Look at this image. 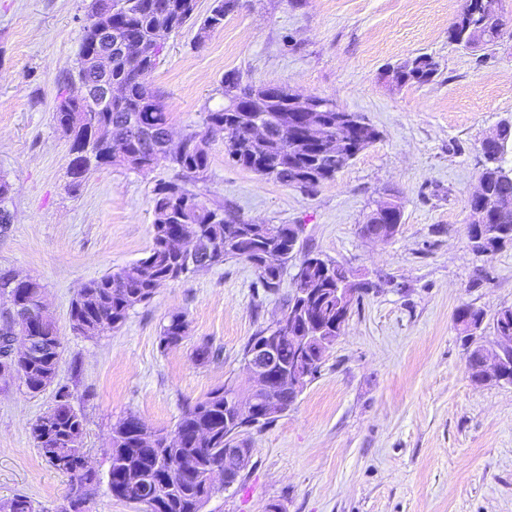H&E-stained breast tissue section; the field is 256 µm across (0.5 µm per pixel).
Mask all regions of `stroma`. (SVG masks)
I'll use <instances>...</instances> for the list:
<instances>
[{"label": "stroma", "instance_id": "35a3bbf8", "mask_svg": "<svg viewBox=\"0 0 512 512\" xmlns=\"http://www.w3.org/2000/svg\"><path fill=\"white\" fill-rule=\"evenodd\" d=\"M464 0H240L206 37L184 27L166 41L150 82L175 135L204 128L224 104V77L288 86L333 99L374 127L378 139L334 180L285 186L235 165L223 134L190 187L249 224H291L304 251L343 264L370 283L318 375L288 411L248 434L242 478L204 512H512V385L473 384L454 314L464 304L494 316L512 307V245L474 251L467 201L479 183L481 143L512 122V28L495 45L465 48L448 29ZM89 0H0V175L12 219L0 224V274L39 281L61 337L54 386L37 395L0 382V499L25 495L54 512L71 478L39 453L31 424L65 387L84 418L83 452L109 469L112 425L134 413L173 430L210 390L246 381L242 350L282 312L247 262L230 258L158 289L117 330L95 338L71 328L72 299L90 279L146 256L152 197L174 179L90 169L68 176L70 143L53 120L57 83L76 65ZM427 54L429 84L397 85L387 69ZM402 221L389 240L361 233L385 196ZM186 317L182 343L163 348L170 315ZM214 356L198 362L195 348Z\"/></svg>", "mask_w": 512, "mask_h": 512}]
</instances>
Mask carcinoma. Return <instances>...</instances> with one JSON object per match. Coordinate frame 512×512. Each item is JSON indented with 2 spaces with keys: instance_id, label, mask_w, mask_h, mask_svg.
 I'll return each mask as SVG.
<instances>
[{
  "instance_id": "obj_1",
  "label": "carcinoma",
  "mask_w": 512,
  "mask_h": 512,
  "mask_svg": "<svg viewBox=\"0 0 512 512\" xmlns=\"http://www.w3.org/2000/svg\"><path fill=\"white\" fill-rule=\"evenodd\" d=\"M466 4L448 31L451 41L465 47L476 44L493 46L501 38V25L496 9ZM239 6V0H214L209 15L203 20L201 33L207 34L224 27V17ZM196 0H133V5L115 9L106 22L112 23V40L126 48L141 50L142 56L133 59L122 49L112 50V68L109 79L125 89L122 101L108 108L95 103H79L69 94V87L80 76L94 72L92 60L78 53L76 74L61 83L54 108L57 128L70 141L73 158L70 166L80 160L83 139L89 127L96 123H112V142L121 143L131 156L127 169L145 171L160 162L177 170V179L162 183L154 189L152 246L148 256L103 276L92 279L80 288L71 302L72 327L87 338L102 336L121 327L131 311L147 304L161 285L178 280L197 269H188L179 253L169 247L173 234L187 229L197 235L198 249L207 262L200 268H211L224 260L240 258L254 269L259 283L269 291L280 287L281 277L288 266V245L299 229L290 224H245L224 214V208L208 207L198 195L186 187L198 178L208 166V143L214 132L224 133V147L235 164L283 185H311L332 180L352 156L329 158L307 144L293 156L291 143L274 138L266 151H253L247 138L248 126L255 121L273 124L288 113V124L302 125L303 113L288 111V87L283 86L265 100L266 91L242 84L240 76L233 75L237 91V109H218L208 113L206 127L184 135L182 151L169 153L162 136L170 124L169 113L161 98L150 88V77L157 57L149 53L153 39L180 29L193 18ZM438 73L433 57L422 54L405 61L395 73L403 82L425 84ZM512 151V139L506 140L499 162L482 170L480 182L485 185V203L489 219L485 224L469 225V235L480 254L495 253L512 237L502 235L504 226L512 221H500L495 208L503 198L512 199V181L501 175L500 169L512 165L507 155ZM302 263L306 268L293 277V289L287 309L296 311L304 305L307 319L288 321V332L279 338L276 353L282 372L295 358L296 338L312 336L307 345L313 371H318L326 351L336 342L342 327L336 324V289L348 288L355 302L365 284L353 280L350 271L341 264L329 262L317 255L306 254ZM307 279L312 294L302 298V279ZM13 288L23 305L34 307L41 299L43 286L34 279L18 284L13 277H0V289ZM485 318L483 310L466 304L455 313L457 324L466 337V361L470 366V380H481L480 347H471L476 332ZM498 333L512 336V308L502 309L494 317ZM186 321L181 314L170 316L161 329L163 347H176L185 338ZM35 336L49 348L42 356L31 358L23 365L29 393H39L51 385L56 377L61 342L53 322L36 326ZM278 403L268 409L261 406L259 414L242 419L228 389L219 387L203 399L189 406L176 423L178 440L167 442V434L152 430L138 416L129 414L112 426V447L108 487L112 496L127 502L155 504L154 512H203V508L218 490L210 482L209 473L216 466H224V449L236 441L247 443L249 430L274 421L273 415L288 404V381L280 384L275 394ZM84 418L68 401L66 387L57 391V402L50 413L38 418L31 426V437L42 456L57 470L73 479L65 501V512H85L89 492L100 482L94 469L66 468L59 464L63 458L74 461L84 455L80 448L66 446L73 433L83 432ZM0 512H39L34 501L25 495L0 500Z\"/></svg>"
}]
</instances>
